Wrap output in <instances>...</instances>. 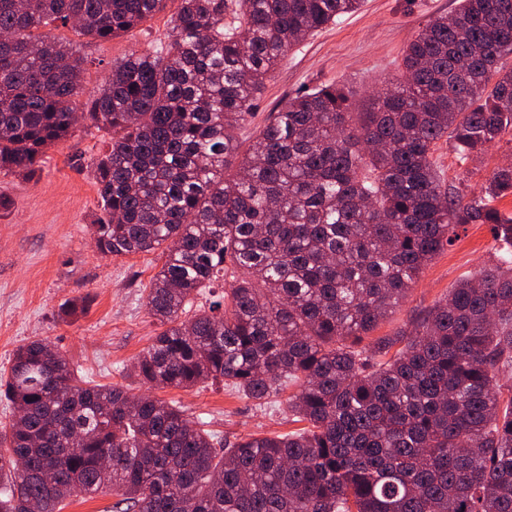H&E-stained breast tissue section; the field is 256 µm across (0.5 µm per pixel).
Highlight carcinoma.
I'll return each mask as SVG.
<instances>
[{
	"instance_id": "1",
	"label": "carcinoma",
	"mask_w": 512,
	"mask_h": 512,
	"mask_svg": "<svg viewBox=\"0 0 512 512\" xmlns=\"http://www.w3.org/2000/svg\"><path fill=\"white\" fill-rule=\"evenodd\" d=\"M163 2L0 0V172L32 175L82 120L112 132L97 249L162 259L146 297L162 330L129 375L260 404L296 385L306 426L225 441L34 340L0 377V512L105 490L112 512H512V217L493 206L512 169L464 202L433 161L443 139L466 163L512 130V0L428 21L359 114L336 83L287 99L243 154L231 131L267 77L361 0H178L167 42L113 64L77 113L86 59L42 29L107 41ZM469 224L489 225L494 261L362 345Z\"/></svg>"
}]
</instances>
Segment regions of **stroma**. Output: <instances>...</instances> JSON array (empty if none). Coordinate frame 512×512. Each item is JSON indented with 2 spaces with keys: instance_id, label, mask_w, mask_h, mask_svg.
I'll use <instances>...</instances> for the list:
<instances>
[{
  "instance_id": "35a3bbf8",
  "label": "stroma",
  "mask_w": 512,
  "mask_h": 512,
  "mask_svg": "<svg viewBox=\"0 0 512 512\" xmlns=\"http://www.w3.org/2000/svg\"><path fill=\"white\" fill-rule=\"evenodd\" d=\"M458 4L364 0L359 11L308 37L279 62L255 99L252 117L235 130L236 139L248 146L269 112L321 83L343 85L356 105L364 106L375 89L398 75L401 51L419 27L453 14ZM176 10L175 0H167L145 23L105 42L58 29V36L68 37L88 60L75 110L84 111L113 62L166 42ZM108 138V132L86 122L72 138L47 150L34 176L0 173V368L19 346L44 339L66 356L78 377L177 401L190 418H201L227 440L298 430L299 422L277 397L260 405L221 384L151 391L129 377L130 366L160 330L147 311L146 296L162 259L157 252L106 257L94 244V225L103 211L90 163ZM434 158L449 192L472 195L496 170L512 164V133L466 165L444 142ZM493 259L488 227L470 225L432 259L374 337L411 330L469 272Z\"/></svg>"
}]
</instances>
